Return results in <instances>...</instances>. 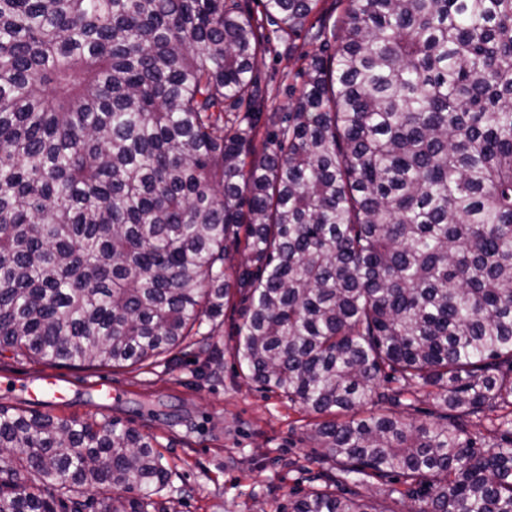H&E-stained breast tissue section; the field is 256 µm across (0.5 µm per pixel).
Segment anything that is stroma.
<instances>
[{"mask_svg":"<svg viewBox=\"0 0 512 512\" xmlns=\"http://www.w3.org/2000/svg\"><path fill=\"white\" fill-rule=\"evenodd\" d=\"M320 43L298 39L295 48L272 44L255 75L261 97L253 120L265 139L288 110L289 90L300 85L304 55L321 53ZM239 304L224 308L203 337L149 365L124 367L45 364L0 352V405L36 410L87 422L117 419L150 439L172 471L163 492L169 512H284L293 491L331 483L336 466L323 459L309 438L313 413L280 394L243 379L233 357ZM221 353L209 360L208 349ZM46 375L69 388L64 400L34 402L25 389ZM109 381L113 399L97 385Z\"/></svg>","mask_w":512,"mask_h":512,"instance_id":"1","label":"stroma"}]
</instances>
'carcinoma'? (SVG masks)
Masks as SVG:
<instances>
[{
    "label": "carcinoma",
    "instance_id": "cac0c4a2",
    "mask_svg": "<svg viewBox=\"0 0 512 512\" xmlns=\"http://www.w3.org/2000/svg\"><path fill=\"white\" fill-rule=\"evenodd\" d=\"M318 2L0 0V350L152 362L238 294V366L321 417L336 483L512 512V0ZM268 25L335 47L258 154ZM426 386L432 425L361 415ZM169 482L117 420L0 406V512H167Z\"/></svg>",
    "mask_w": 512,
    "mask_h": 512
}]
</instances>
